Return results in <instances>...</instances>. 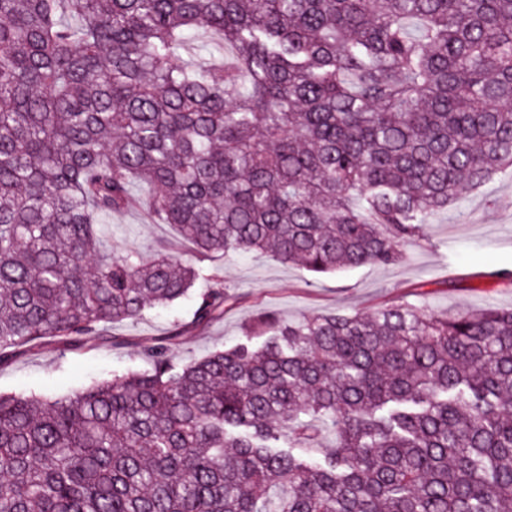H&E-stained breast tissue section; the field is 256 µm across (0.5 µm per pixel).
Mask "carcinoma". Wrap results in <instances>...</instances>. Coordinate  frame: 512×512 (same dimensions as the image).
<instances>
[{
	"label": "carcinoma",
	"instance_id": "carcinoma-1",
	"mask_svg": "<svg viewBox=\"0 0 512 512\" xmlns=\"http://www.w3.org/2000/svg\"><path fill=\"white\" fill-rule=\"evenodd\" d=\"M212 56L176 63L201 33ZM512 175V0H0V365L234 295L196 258L387 266ZM192 246L99 225L137 200ZM240 344L0 395V512H512V309L266 312ZM337 441L324 462L320 427Z\"/></svg>",
	"mask_w": 512,
	"mask_h": 512
}]
</instances>
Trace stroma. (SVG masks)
<instances>
[{"label":"stroma","instance_id":"stroma-1","mask_svg":"<svg viewBox=\"0 0 512 512\" xmlns=\"http://www.w3.org/2000/svg\"><path fill=\"white\" fill-rule=\"evenodd\" d=\"M101 235L115 249L134 247L147 254L159 239L175 237L176 230L153 223L135 206L106 218ZM402 252L393 265L324 275L265 255L213 256L206 267L239 297L222 319L206 328L191 327L194 300L188 297L141 320L108 325L107 334L122 340L118 346L25 348L0 366V393L62 396L115 374L145 369V340L174 330L180 333L173 348L176 359H198L246 342L250 325L264 312L294 321L327 310L370 313L399 301L439 315L512 308V285L498 275L501 269H512V177L495 178L463 194L436 213Z\"/></svg>","mask_w":512,"mask_h":512}]
</instances>
